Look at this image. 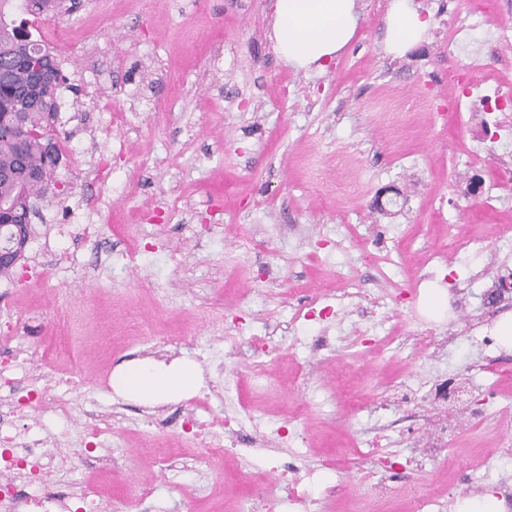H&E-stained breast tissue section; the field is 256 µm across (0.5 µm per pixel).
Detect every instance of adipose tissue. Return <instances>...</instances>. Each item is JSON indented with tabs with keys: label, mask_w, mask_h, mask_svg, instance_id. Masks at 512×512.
<instances>
[{
	"label": "adipose tissue",
	"mask_w": 512,
	"mask_h": 512,
	"mask_svg": "<svg viewBox=\"0 0 512 512\" xmlns=\"http://www.w3.org/2000/svg\"><path fill=\"white\" fill-rule=\"evenodd\" d=\"M357 0H276L270 39L280 59L294 68L325 70L354 36ZM389 52L401 54L428 34L430 20L410 0H391L386 15ZM124 394L145 401L172 396L197 384L194 366L160 370L127 365L112 375Z\"/></svg>",
	"instance_id": "adipose-tissue-1"
}]
</instances>
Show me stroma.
<instances>
[{"mask_svg":"<svg viewBox=\"0 0 512 512\" xmlns=\"http://www.w3.org/2000/svg\"><path fill=\"white\" fill-rule=\"evenodd\" d=\"M417 2L430 30L396 56L385 49L390 0H360L353 39L323 72L277 58L275 0H66L67 13H39L33 36L70 59L57 89V128L74 144L57 170L69 193L41 203L25 260L0 280V337H31L47 375L83 374V386L63 396L71 424L60 494L86 485L108 506L148 481L143 512H230L237 497L264 488L275 461L316 468L311 493L337 487L331 512H350L372 493L360 479L369 466L361 443L392 423V450L421 466L378 475L401 490L385 512H410L404 491L419 484L451 493L446 512H461L479 499L465 478L489 455L493 478L512 484V449L498 445L501 403L486 392L495 380L470 357L474 336L463 326L496 269L512 268V138L486 152L482 109L446 112L460 93L449 72L512 85V39L499 37L512 0ZM452 8L470 25L453 52ZM476 175L491 193L470 194ZM448 224L487 249L449 253L430 277L358 261L376 247L374 228L385 229L389 248L429 249ZM131 249L135 263L114 270L113 257ZM259 261L274 262L271 279L257 280ZM348 277L393 323L434 325L443 348L409 344L383 367L352 347L357 318L336 299ZM257 287L266 303L253 314L240 298ZM399 288L408 293L401 309L390 300ZM318 300L334 306L332 317L298 319L299 307ZM132 310L153 334L197 343L196 353L159 361L196 362L199 390L222 392L226 415L242 421L238 455H208L182 430L190 395L163 401L164 423L149 427L144 404L125 397L113 406L117 391L103 381L133 360L124 334ZM254 336L268 337L269 354L226 357ZM457 373L473 376L479 395L460 410L437 406ZM381 397L388 411L376 410ZM92 399L115 407L127 453L109 472L81 452ZM444 425L448 444L430 453L431 432ZM280 426L296 440L279 438Z\"/></svg>","mask_w":512,"mask_h":512,"instance_id":"obj_1","label":"stroma"}]
</instances>
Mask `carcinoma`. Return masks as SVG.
<instances>
[{"instance_id": "1", "label": "carcinoma", "mask_w": 512, "mask_h": 512, "mask_svg": "<svg viewBox=\"0 0 512 512\" xmlns=\"http://www.w3.org/2000/svg\"><path fill=\"white\" fill-rule=\"evenodd\" d=\"M50 3L58 10L64 8L62 0H0V68L7 70L0 88V128L16 127L13 135H0V171L12 175L0 179V204L7 210L4 218L9 224L29 223V208L57 195L56 166L46 163L45 155L51 147L56 160L62 158L54 123L63 76L44 44L14 36L16 27L26 25L17 13Z\"/></svg>"}]
</instances>
